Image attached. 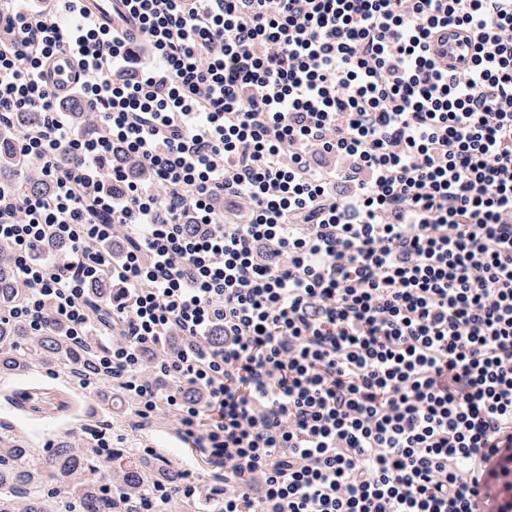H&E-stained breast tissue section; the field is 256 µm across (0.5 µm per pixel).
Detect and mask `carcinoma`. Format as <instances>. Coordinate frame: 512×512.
Wrapping results in <instances>:
<instances>
[{"label": "carcinoma", "instance_id": "carcinoma-1", "mask_svg": "<svg viewBox=\"0 0 512 512\" xmlns=\"http://www.w3.org/2000/svg\"><path fill=\"white\" fill-rule=\"evenodd\" d=\"M30 112H21L16 121L0 128V171H14L17 161L11 142L34 125ZM22 295L18 288L9 248L0 246V309L14 304ZM67 327L54 324L42 336L28 337L25 329L0 320V373H26L39 367H58L73 380L84 381L96 375L100 348L93 341L77 344L68 339ZM159 458L147 455L138 474L125 484L122 497L100 492L89 481L98 458L82 445L65 443L49 456L31 450L21 451L14 437L0 434V512H53L55 489L65 494L66 512H132L140 482H147L158 470Z\"/></svg>", "mask_w": 512, "mask_h": 512}]
</instances>
